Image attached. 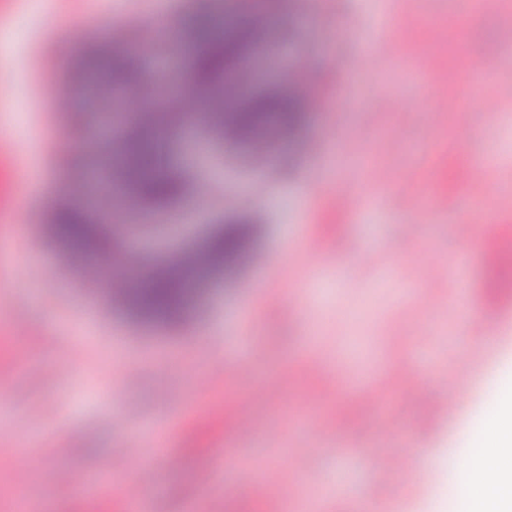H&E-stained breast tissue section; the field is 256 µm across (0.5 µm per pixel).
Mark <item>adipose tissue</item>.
<instances>
[{"label":"adipose tissue","instance_id":"1","mask_svg":"<svg viewBox=\"0 0 512 512\" xmlns=\"http://www.w3.org/2000/svg\"><path fill=\"white\" fill-rule=\"evenodd\" d=\"M463 512H512V406L496 407L458 474Z\"/></svg>","mask_w":512,"mask_h":512}]
</instances>
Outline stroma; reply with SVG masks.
Masks as SVG:
<instances>
[{
  "label": "stroma",
  "mask_w": 512,
  "mask_h": 512,
  "mask_svg": "<svg viewBox=\"0 0 512 512\" xmlns=\"http://www.w3.org/2000/svg\"><path fill=\"white\" fill-rule=\"evenodd\" d=\"M393 20L398 48L369 69L361 41L381 13ZM0 17L10 68L0 92V126L16 131L35 115V138H19L21 163L56 156L45 173L59 201H81L79 173L89 168L91 128H72L53 88L66 77L49 56L72 35L93 40L123 28L115 51L139 52L151 66L157 23L136 7L107 5L41 18L28 32ZM455 27L457 41L426 39V27ZM512 27V0H492L479 15L458 16L448 0H283L267 29L273 51L261 81L292 80L317 98L302 130L275 131L273 150L224 147L214 162L197 143L174 155L195 188L183 201L189 220L161 227V212L137 214L144 233L120 251L137 278L213 224L241 211L260 231L254 251L268 263L255 280L244 259L176 327L133 322L109 293L77 288L78 271L58 255L43 223L27 240L8 237L0 262L17 273L0 293V315L22 313L27 336L0 342V512L34 500L41 512H121L119 500L86 498L88 477L112 475L116 449L159 439L158 460L139 471L141 512H288L258 494L288 478L294 501L331 489L319 512H461L456 475L496 406L512 402V305L492 302L488 256L512 251V53L498 34ZM472 50L460 58L458 43ZM441 60L440 69L400 81L393 61ZM355 82L353 98L336 90ZM497 96L494 111L483 99ZM374 156L389 175L385 195L352 180L369 203L356 212L333 207L332 150L341 142ZM477 161L488 183L452 181ZM489 223L486 236L461 244L458 223ZM416 228L408 256L397 247L403 225ZM100 303L87 317L88 296ZM469 359L460 367L455 357ZM328 356L322 372L304 364ZM374 363L372 391L387 411L353 417L364 395L345 383L361 359ZM292 375L295 386L270 400L254 393L268 379ZM458 376L459 406L449 410L443 382ZM252 403L253 425L230 430L221 411ZM318 430H311V422ZM278 429L275 439L266 438ZM179 454L172 468L163 455ZM24 467L23 485L7 483ZM224 484L212 496L204 478Z\"/></svg>",
  "instance_id": "obj_1"
}]
</instances>
